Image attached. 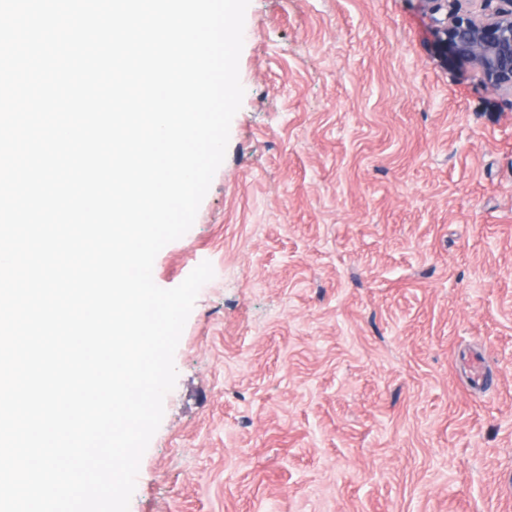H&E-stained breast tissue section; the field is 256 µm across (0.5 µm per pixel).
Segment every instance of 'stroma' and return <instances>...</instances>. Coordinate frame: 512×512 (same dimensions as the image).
Wrapping results in <instances>:
<instances>
[{"mask_svg":"<svg viewBox=\"0 0 512 512\" xmlns=\"http://www.w3.org/2000/svg\"><path fill=\"white\" fill-rule=\"evenodd\" d=\"M239 74L129 512H512V95L421 0H250Z\"/></svg>","mask_w":512,"mask_h":512,"instance_id":"obj_1","label":"stroma"}]
</instances>
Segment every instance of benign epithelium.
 I'll return each mask as SVG.
<instances>
[{
  "label": "benign epithelium",
  "instance_id": "1",
  "mask_svg": "<svg viewBox=\"0 0 512 512\" xmlns=\"http://www.w3.org/2000/svg\"><path fill=\"white\" fill-rule=\"evenodd\" d=\"M431 27L451 55L469 64L494 92L512 94V0L491 13L462 14L457 0H426Z\"/></svg>",
  "mask_w": 512,
  "mask_h": 512
}]
</instances>
